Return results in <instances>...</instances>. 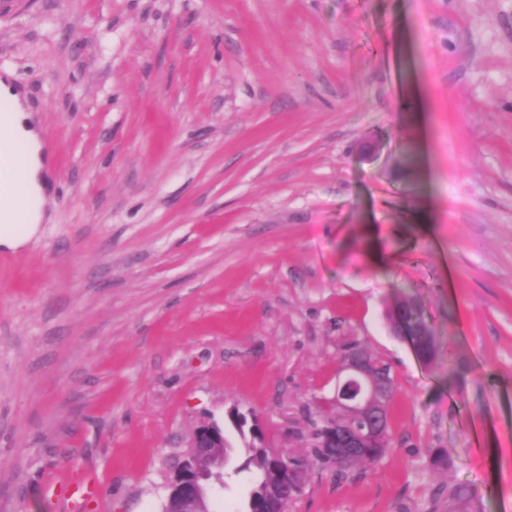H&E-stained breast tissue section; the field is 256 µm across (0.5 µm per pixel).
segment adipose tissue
Wrapping results in <instances>:
<instances>
[{
	"label": "adipose tissue",
	"instance_id": "1",
	"mask_svg": "<svg viewBox=\"0 0 512 512\" xmlns=\"http://www.w3.org/2000/svg\"><path fill=\"white\" fill-rule=\"evenodd\" d=\"M25 141L29 148L23 180L10 197L0 198V245L16 248L35 235L43 219L40 145L26 123L23 107L0 115V143Z\"/></svg>",
	"mask_w": 512,
	"mask_h": 512
}]
</instances>
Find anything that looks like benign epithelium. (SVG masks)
Masks as SVG:
<instances>
[{"instance_id":"obj_1","label":"benign epithelium","mask_w":512,"mask_h":512,"mask_svg":"<svg viewBox=\"0 0 512 512\" xmlns=\"http://www.w3.org/2000/svg\"><path fill=\"white\" fill-rule=\"evenodd\" d=\"M406 316L400 312L388 320L390 331L417 344V337L425 331L413 324L406 328ZM387 372L385 365L360 348L353 349L340 359L336 368L334 400L348 412L359 417V422L346 429L331 426L323 431L321 447L338 458L357 455L387 436L385 415ZM224 443V433L217 422H200L194 430L188 450L176 466L168 483L169 493L165 512H212L213 483L224 472V458L211 451L213 445ZM209 458L206 469L198 467V460ZM303 483L295 471H288V480L281 484L283 496L296 498Z\"/></svg>"}]
</instances>
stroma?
<instances>
[{
  "mask_svg": "<svg viewBox=\"0 0 512 512\" xmlns=\"http://www.w3.org/2000/svg\"><path fill=\"white\" fill-rule=\"evenodd\" d=\"M4 72L53 150L0 246V512L85 478L163 512L234 405L300 462L289 512H512V0H0ZM349 343L396 393L340 478L305 435ZM405 320V313L402 312L394 315L391 319L388 317V327L390 331L395 336H403V338L408 339L414 347L417 346V339L415 336H423L427 354L420 356V358L423 359L426 363L431 362L435 357L436 342L430 328H426L428 336H424L425 331L420 326L411 323V330L409 332L406 328Z\"/></svg>",
  "mask_w": 512,
  "mask_h": 512,
  "instance_id": "stroma-1",
  "label": "stroma"
}]
</instances>
